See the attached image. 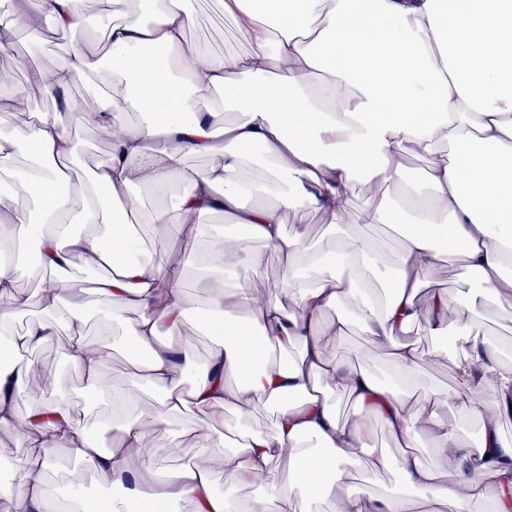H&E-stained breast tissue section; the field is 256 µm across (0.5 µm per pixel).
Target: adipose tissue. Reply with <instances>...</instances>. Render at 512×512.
Here are the masks:
<instances>
[{
	"label": "adipose tissue",
	"instance_id": "1",
	"mask_svg": "<svg viewBox=\"0 0 512 512\" xmlns=\"http://www.w3.org/2000/svg\"><path fill=\"white\" fill-rule=\"evenodd\" d=\"M106 2L103 54L83 30L77 0H38L39 14L72 44L60 62L34 72L38 88L63 93L108 68L124 73L128 88L90 112L109 157L87 176L77 173L67 126L76 103L0 131V162L28 157L19 195L0 199L12 245L0 261V295L11 299L0 309V355L50 341L63 322L71 331L65 361L86 390L111 400L114 436L101 447L63 397L19 416L36 369L1 363L0 464L16 437L30 447L5 512H127L144 494L153 512L182 501L193 512H304L307 501L328 512H473L481 502L512 512V442L501 436L512 366L476 330L483 304L512 305V279L502 274L512 258V0H222L248 50L220 56L188 39L193 17L182 0H144L145 22L120 20L128 0ZM212 90L219 100L204 104ZM131 111L142 121L128 122ZM442 141L448 152L439 151ZM410 143L430 155L424 194L374 195L363 213L365 224L400 226L392 257L356 233L349 195L358 175L371 189L402 184ZM190 154L206 166H186ZM133 187L175 196L174 207L149 212L163 243L171 213L179 215L181 245L165 268L148 255L129 257L130 227L146 213ZM291 209L316 212L331 236L312 242L302 225L285 232ZM203 213L246 226L249 241L230 230L211 240L194 222ZM32 244L54 276L41 282L40 319L15 336L9 327L28 306L17 281ZM270 251L283 259L278 284L225 293V279L259 270ZM458 256L474 300L454 307L435 292L420 301L430 273ZM76 259L108 273L95 288H72L57 273ZM191 268L212 290L197 309L182 288ZM100 299L137 312L124 325L139 350L126 385L113 383L102 347L84 334ZM420 321L434 333L450 330L463 346L447 350L459 386L418 401L408 387L435 359L405 339ZM353 327L369 359L396 364L395 383L335 357ZM203 328L216 340L200 360L194 345ZM147 388L159 398L150 411L140 405ZM334 393L355 418H340ZM260 402L276 412L272 428L245 430ZM458 405L478 422L476 445L448 423ZM193 409L209 425L182 428L169 445L181 448L191 436L198 454L161 472L157 431ZM377 426L405 445L399 458L372 449ZM422 437L434 440L447 468L415 450ZM63 451L76 461L65 505L50 489ZM280 462L288 480L274 474ZM219 466L238 486H260V495L218 493ZM390 470L393 487L352 491L358 472ZM90 482L104 495L87 496Z\"/></svg>",
	"mask_w": 512,
	"mask_h": 512
}]
</instances>
